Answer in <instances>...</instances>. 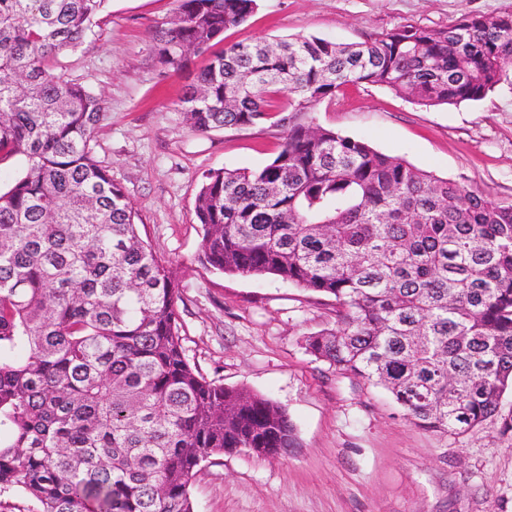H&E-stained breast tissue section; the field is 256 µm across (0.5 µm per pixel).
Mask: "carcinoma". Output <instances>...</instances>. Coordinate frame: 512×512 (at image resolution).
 Wrapping results in <instances>:
<instances>
[{"mask_svg":"<svg viewBox=\"0 0 512 512\" xmlns=\"http://www.w3.org/2000/svg\"><path fill=\"white\" fill-rule=\"evenodd\" d=\"M105 0H0V512H193L202 463L284 454L286 411L209 380L181 342L176 271L139 235L91 147L104 102L56 71ZM258 0H177L154 37L190 126L284 130L254 169L203 176L201 260L274 275L336 304L306 351L385 389L413 425L460 435L512 390V203L313 122L348 84L433 107L512 84V14L401 23L355 44L224 42Z\"/></svg>","mask_w":512,"mask_h":512,"instance_id":"cac0c4a2","label":"carcinoma"}]
</instances>
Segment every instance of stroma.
I'll list each match as a JSON object with an SVG mask.
<instances>
[{"instance_id": "stroma-1", "label": "stroma", "mask_w": 512, "mask_h": 512, "mask_svg": "<svg viewBox=\"0 0 512 512\" xmlns=\"http://www.w3.org/2000/svg\"><path fill=\"white\" fill-rule=\"evenodd\" d=\"M175 0H107L91 34L60 57L66 80L102 98L92 143L135 212L141 238L176 269L186 355L206 377L273 399L295 428L287 455L202 463L194 512H512V438L489 423L463 435L411 424L365 379L316 361L311 334L336 325L331 300L272 276L213 271L200 259L195 197L204 172L254 168L282 141L267 123L202 135L179 112L203 58L163 70L157 27ZM512 14V0H259L226 43L321 36L360 42L404 22L445 27L462 14ZM315 123L439 177L512 203V85L460 106L425 107L368 84L341 88Z\"/></svg>"}]
</instances>
